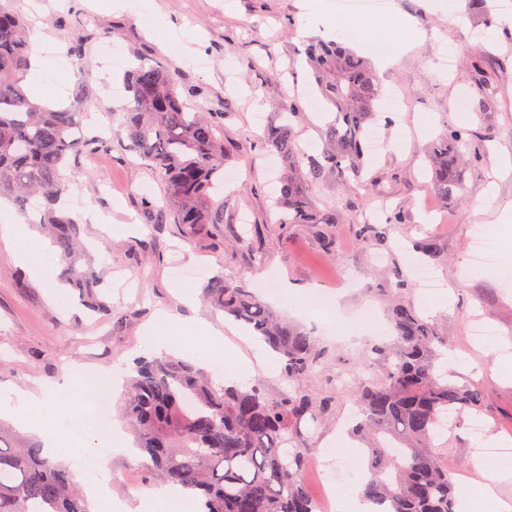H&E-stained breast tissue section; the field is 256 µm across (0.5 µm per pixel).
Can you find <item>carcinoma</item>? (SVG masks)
Wrapping results in <instances>:
<instances>
[{"mask_svg":"<svg viewBox=\"0 0 512 512\" xmlns=\"http://www.w3.org/2000/svg\"><path fill=\"white\" fill-rule=\"evenodd\" d=\"M485 24L496 17L494 0H472ZM31 44L26 22L0 3V199L12 202L52 239L62 279L86 305L110 312L102 280L84 267L81 227L63 208L67 159L98 142L76 121L86 89L77 84L67 108L38 103L20 80ZM314 85L334 119L325 128L319 159L309 157L293 131L291 112L270 123L265 150L283 162L277 207L281 224H307L320 234L336 223L319 206L316 182L358 179L366 164V133L382 88L370 60L339 39L316 40L304 49ZM131 100L123 108L128 150L149 167L164 189L174 223L193 234L224 223V202L212 192L224 178L223 113L189 105L162 65L140 64L127 74ZM465 131L436 139L427 171L436 194L454 202L464 192ZM390 221L356 225L357 239L386 249ZM421 261L440 259L436 242L415 243ZM203 293L216 312L261 340L282 363L288 390L276 394L257 384L217 383L203 367L172 356L143 357L126 377L122 418L132 428L144 465L160 485H179L201 501V512H316L305 481L311 443L301 424L316 423L331 400L299 389L322 364L324 352L309 331L278 315L254 289L222 275ZM394 332L373 341L364 367L345 392L357 409L349 434L364 443L368 476L362 495L384 512H455V483L435 454L438 424L482 410L481 390L439 372L444 337L415 307L394 297L388 307ZM0 512H91L71 466L40 447L0 448Z\"/></svg>","mask_w":512,"mask_h":512,"instance_id":"carcinoma-1","label":"carcinoma"}]
</instances>
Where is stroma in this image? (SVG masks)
<instances>
[{
  "label": "stroma",
  "mask_w": 512,
  "mask_h": 512,
  "mask_svg": "<svg viewBox=\"0 0 512 512\" xmlns=\"http://www.w3.org/2000/svg\"><path fill=\"white\" fill-rule=\"evenodd\" d=\"M108 2L12 3L27 19L29 39L49 71L48 82L30 86V93L66 104L83 83L78 121L92 132L112 130L106 148L79 156L64 175L69 210L82 222L91 267L106 274L113 313H92L63 288L61 264L37 280L23 246H0V400L14 399L20 389L63 384L73 364L94 371L130 364L149 353L163 312L208 321L224 334L213 361L267 392L285 390L275 360L200 297L215 275L250 283L268 278L278 289L267 301L306 328L319 327L308 310L314 292L338 303L334 334L320 337L326 364L302 383L332 398L329 413L307 430L315 448H332L353 410L336 392V373L361 370L363 350L375 337L363 306L386 328L383 304L368 291L388 287L386 273L395 270L411 284L404 301L447 337L443 353L455 358L452 380L483 392V436H475L470 416L461 415L438 441L437 454L450 473L468 471L484 483L489 467L479 462V449L492 439L512 449V378L499 376L502 363L512 362V0L488 26L478 18L464 25L449 21V7L468 10L469 0H390L391 19L408 23L417 40L378 71L397 105L379 108L382 143L369 170L377 192L332 180L315 186L320 204L336 212L325 239L307 225L277 223L272 199L279 161L263 157L262 137L279 112L298 102L303 110L294 131L308 154H320L325 122L310 109L314 96L300 51L308 38H331L330 24L351 26L336 0H153L146 12L115 10ZM79 32L88 39L75 56L68 48ZM448 43L457 49L451 69L439 60ZM139 62L167 67L186 101L224 115L226 221L220 229L206 225L190 235L173 219L148 214L145 200H160L162 188L128 151L120 130L128 101L124 75ZM453 125L467 128L481 157L467 167L464 199L447 205L424 174L423 158L431 141ZM386 204L402 214L390 249L361 245L355 225ZM88 211L106 217L111 233L85 219ZM252 224L257 232H249ZM484 226L499 232L500 260L491 269L471 259L472 240ZM425 237L435 239L443 255L431 267L438 283L433 291L418 280L411 248ZM186 291L193 305L183 303ZM477 320L495 325L498 336L474 342L469 330ZM108 465L113 499L152 491L138 456L114 454Z\"/></svg>",
  "instance_id": "stroma-1"
}]
</instances>
